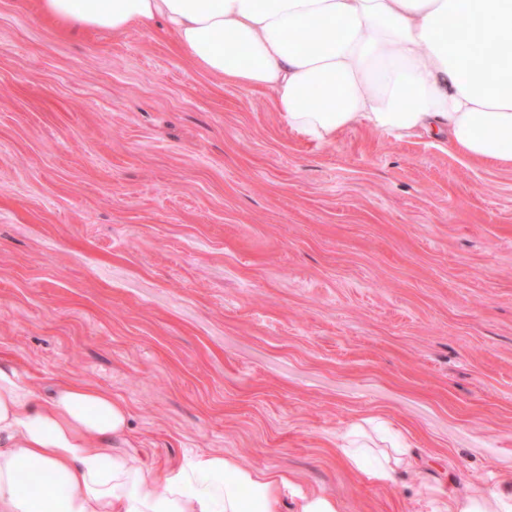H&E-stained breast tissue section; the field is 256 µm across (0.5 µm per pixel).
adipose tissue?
I'll use <instances>...</instances> for the list:
<instances>
[{
    "instance_id": "adipose-tissue-1",
    "label": "adipose tissue",
    "mask_w": 512,
    "mask_h": 512,
    "mask_svg": "<svg viewBox=\"0 0 512 512\" xmlns=\"http://www.w3.org/2000/svg\"><path fill=\"white\" fill-rule=\"evenodd\" d=\"M69 29L116 34L164 22L201 71L267 90L289 128L328 143L360 124L404 138L443 134L467 160L512 169V0H39ZM126 404L67 380L43 398L0 360V512H338L286 472L221 452L161 471L112 442ZM387 484L408 448L336 450ZM38 483H30L31 470Z\"/></svg>"
}]
</instances>
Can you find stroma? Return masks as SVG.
<instances>
[{"instance_id":"35a3bbf8","label":"stroma","mask_w":512,"mask_h":512,"mask_svg":"<svg viewBox=\"0 0 512 512\" xmlns=\"http://www.w3.org/2000/svg\"><path fill=\"white\" fill-rule=\"evenodd\" d=\"M0 357L129 409L117 448L220 451L339 512L512 478V170L360 125L321 144L161 28L0 0ZM412 448L389 484L336 457Z\"/></svg>"}]
</instances>
